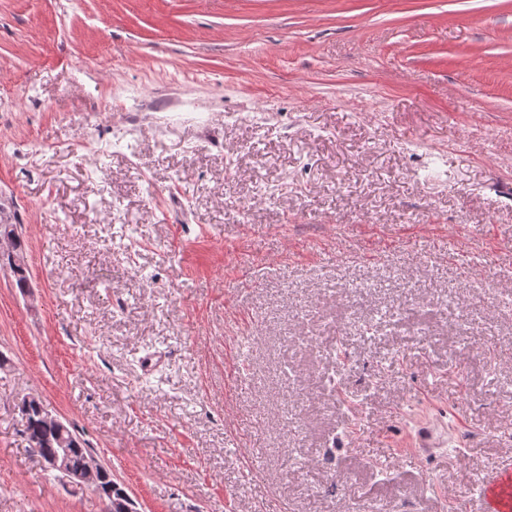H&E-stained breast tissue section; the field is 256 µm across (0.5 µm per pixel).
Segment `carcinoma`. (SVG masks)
Segmentation results:
<instances>
[{"label": "carcinoma", "instance_id": "obj_1", "mask_svg": "<svg viewBox=\"0 0 512 512\" xmlns=\"http://www.w3.org/2000/svg\"><path fill=\"white\" fill-rule=\"evenodd\" d=\"M5 244V264L14 278L17 288L29 287L28 268L25 262V244L15 224H0V244ZM23 434L30 450L43 462H48L63 448L70 449L68 463L72 471L83 470L86 458L92 453L78 437L62 422L46 418L37 408L28 411Z\"/></svg>", "mask_w": 512, "mask_h": 512}]
</instances>
